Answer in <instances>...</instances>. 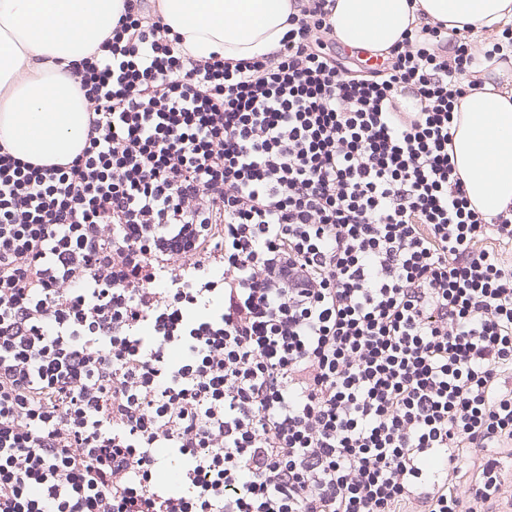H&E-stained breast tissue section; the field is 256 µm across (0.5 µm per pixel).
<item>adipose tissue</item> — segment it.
Instances as JSON below:
<instances>
[{"instance_id":"obj_1","label":"adipose tissue","mask_w":512,"mask_h":512,"mask_svg":"<svg viewBox=\"0 0 512 512\" xmlns=\"http://www.w3.org/2000/svg\"><path fill=\"white\" fill-rule=\"evenodd\" d=\"M123 0H0V143L38 163L63 162L84 145L86 103L61 62L81 59L109 32ZM452 27L502 29L512 0H336L339 41L382 50L400 41L416 9ZM164 18L194 58L270 52L286 32L289 0H164ZM454 163L472 205L493 216L512 204V87L461 102Z\"/></svg>"}]
</instances>
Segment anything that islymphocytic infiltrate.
<instances>
[{"label": "lymphocytic infiltrate", "instance_id": "f902f5d3", "mask_svg": "<svg viewBox=\"0 0 512 512\" xmlns=\"http://www.w3.org/2000/svg\"><path fill=\"white\" fill-rule=\"evenodd\" d=\"M161 2L69 64L72 160L0 144V512H489L512 204L453 137L512 24L422 13L369 67L289 0L274 50L195 59Z\"/></svg>", "mask_w": 512, "mask_h": 512}]
</instances>
